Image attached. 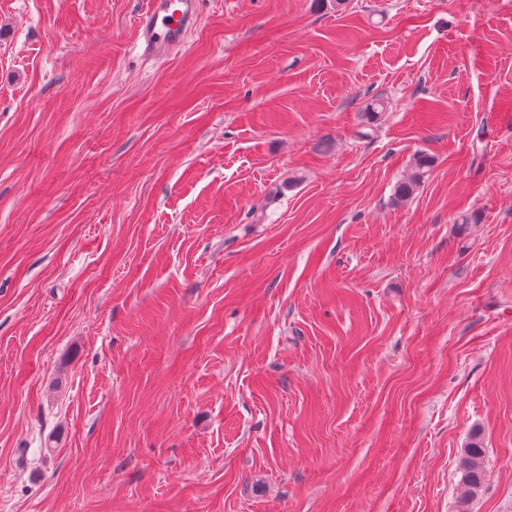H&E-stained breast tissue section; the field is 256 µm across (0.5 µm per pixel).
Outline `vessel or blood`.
<instances>
[{"instance_id": "1", "label": "vessel or blood", "mask_w": 512, "mask_h": 512, "mask_svg": "<svg viewBox=\"0 0 512 512\" xmlns=\"http://www.w3.org/2000/svg\"><path fill=\"white\" fill-rule=\"evenodd\" d=\"M199 0H151L140 19L145 53L158 54L179 45L197 15Z\"/></svg>"}]
</instances>
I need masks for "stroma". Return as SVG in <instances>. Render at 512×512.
Wrapping results in <instances>:
<instances>
[{
	"label": "stroma",
	"mask_w": 512,
	"mask_h": 512,
	"mask_svg": "<svg viewBox=\"0 0 512 512\" xmlns=\"http://www.w3.org/2000/svg\"><path fill=\"white\" fill-rule=\"evenodd\" d=\"M147 7L0 0V512H512V0ZM199 1L151 0L139 21L144 52L155 55L179 45L196 18ZM433 163V158L428 154H418L414 159L411 174L396 185L394 191L395 199L397 201L410 199L428 176ZM484 450L477 443L471 442L463 448L460 461L461 481L467 487L469 496L480 487L482 483L481 459Z\"/></svg>",
	"instance_id": "35a3bbf8"
}]
</instances>
